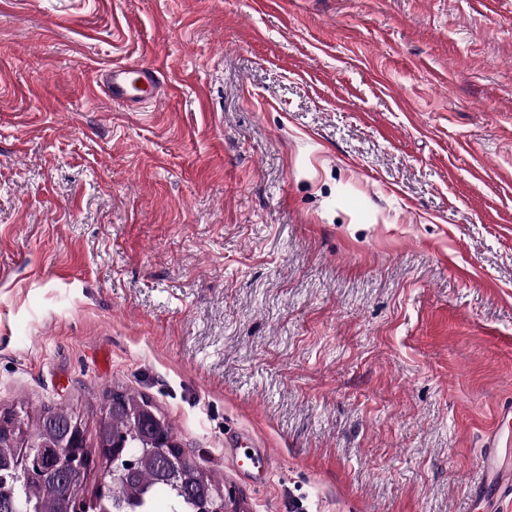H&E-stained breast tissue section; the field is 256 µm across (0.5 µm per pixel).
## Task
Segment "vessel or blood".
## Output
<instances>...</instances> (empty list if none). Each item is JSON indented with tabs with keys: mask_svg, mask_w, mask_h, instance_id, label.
Returning a JSON list of instances; mask_svg holds the SVG:
<instances>
[{
	"mask_svg": "<svg viewBox=\"0 0 512 512\" xmlns=\"http://www.w3.org/2000/svg\"><path fill=\"white\" fill-rule=\"evenodd\" d=\"M96 82L112 101L135 109L145 102H158L162 82L157 70L130 62L98 70ZM486 451L479 461L482 486L478 492L484 503L512 500V474L505 467L512 460V406H502L495 415Z\"/></svg>",
	"mask_w": 512,
	"mask_h": 512,
	"instance_id": "1",
	"label": "vessel or blood"
}]
</instances>
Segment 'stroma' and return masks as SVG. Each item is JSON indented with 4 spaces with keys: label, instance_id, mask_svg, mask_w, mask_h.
<instances>
[{
    "label": "stroma",
    "instance_id": "1",
    "mask_svg": "<svg viewBox=\"0 0 512 512\" xmlns=\"http://www.w3.org/2000/svg\"><path fill=\"white\" fill-rule=\"evenodd\" d=\"M124 61L156 105L100 91ZM115 390L246 512H474L512 0H0V409L82 419L87 501ZM96 82L108 98L132 109L144 102L157 103L162 95L158 71L130 62L98 70Z\"/></svg>",
    "mask_w": 512,
    "mask_h": 512
}]
</instances>
